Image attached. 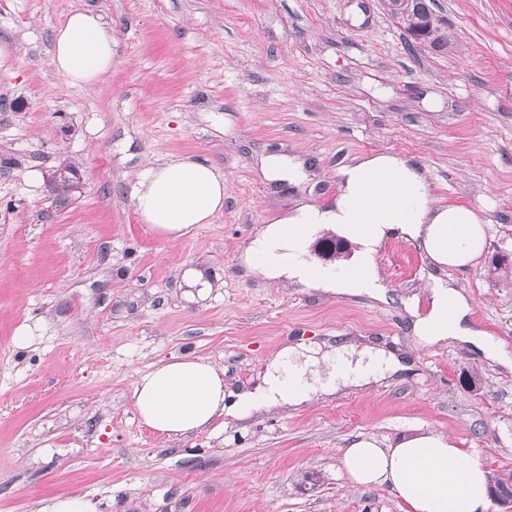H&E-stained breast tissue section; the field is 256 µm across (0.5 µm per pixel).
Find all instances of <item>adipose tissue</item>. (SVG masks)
<instances>
[{"mask_svg": "<svg viewBox=\"0 0 512 512\" xmlns=\"http://www.w3.org/2000/svg\"><path fill=\"white\" fill-rule=\"evenodd\" d=\"M50 65L67 84L95 89L112 71L111 27L94 11L71 10L53 31ZM336 175L333 204L302 206L266 225L243 256L248 271L272 281L381 300L385 292L374 256L388 237L411 241L437 265L451 268L469 267L482 254L484 220L464 205H437L413 158L377 153L354 159ZM131 199L142 222L174 242L223 211L224 174L205 162L172 157L141 174ZM324 226L359 245L343 274L332 275L304 256L308 238ZM472 313L459 289L435 279L429 309L416 318L414 334L428 344L457 338L506 359L504 348L474 324ZM400 367L382 350L341 347L323 353L298 342L270 359L255 386L235 392L224 388L223 367L185 353L140 373L131 399L143 425L181 440L210 429L218 419L297 407L343 386L379 381ZM341 463L354 485L389 487L403 512H486L489 505L488 469L437 431L408 433L385 448L364 436L344 449Z\"/></svg>", "mask_w": 512, "mask_h": 512, "instance_id": "ef3b65f1", "label": "adipose tissue"}]
</instances>
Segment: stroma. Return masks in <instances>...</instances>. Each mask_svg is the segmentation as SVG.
I'll use <instances>...</instances> for the list:
<instances>
[{"label":"stroma","instance_id":"35a3bbf8","mask_svg":"<svg viewBox=\"0 0 512 512\" xmlns=\"http://www.w3.org/2000/svg\"><path fill=\"white\" fill-rule=\"evenodd\" d=\"M426 2L443 44L414 43L384 0H0V42L15 48L0 74V512L71 493L111 512H401L340 457L411 427L512 472V0ZM80 7L115 40L94 92L49 66L55 26ZM375 152L415 157L438 203L487 222L478 264L449 275L508 361L417 341L402 301L436 265L404 240L376 258L385 301L243 268L265 224L329 203L337 169ZM172 154L216 165L227 187L223 213L175 242L130 199ZM270 156L301 161L299 176L267 178ZM65 164L76 188L60 197L48 181ZM189 268L216 274L205 299L188 298ZM299 341L381 346L407 368L179 444L137 418L133 384L161 360L208 357L240 387Z\"/></svg>","mask_w":512,"mask_h":512}]
</instances>
